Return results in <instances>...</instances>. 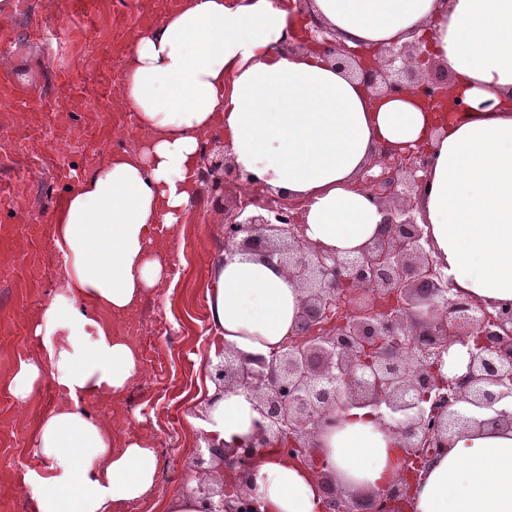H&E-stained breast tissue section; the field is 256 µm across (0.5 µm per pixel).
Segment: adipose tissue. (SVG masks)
Masks as SVG:
<instances>
[{"label":"adipose tissue","mask_w":512,"mask_h":512,"mask_svg":"<svg viewBox=\"0 0 512 512\" xmlns=\"http://www.w3.org/2000/svg\"><path fill=\"white\" fill-rule=\"evenodd\" d=\"M314 18L338 41L367 49L418 41L455 77L449 107L428 111L410 93L379 96L315 51L288 44ZM117 98L135 114L132 149L110 153L53 212L64 294L27 316L32 355L5 385L31 402L44 375L59 392L33 439L38 468L22 478L34 512H116L158 493L152 430L116 438L89 406L120 402L143 372L126 330L168 277L154 227L183 223L200 195V155L222 138L257 195L295 198L308 239L342 254L381 230L384 213L363 172L383 147L433 152L420 208L441 270L477 303H512V0H180L134 30ZM208 350L266 355L295 330L305 296L286 268L245 252L208 266ZM206 443L233 447L260 419L247 392L209 387ZM326 474L274 448L237 491L261 512H323V477L375 495L401 472L398 435L353 407L314 436ZM407 512H512V429L454 432L410 488Z\"/></svg>","instance_id":"obj_1"}]
</instances>
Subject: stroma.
Here are the masks:
<instances>
[{
	"label": "stroma",
	"mask_w": 512,
	"mask_h": 512,
	"mask_svg": "<svg viewBox=\"0 0 512 512\" xmlns=\"http://www.w3.org/2000/svg\"><path fill=\"white\" fill-rule=\"evenodd\" d=\"M70 0L58 14L46 13L43 0H16L9 31H0V70H9L28 87L40 109L0 108V377L8 374L32 343L27 311L62 294V259L52 244L51 216L72 188L73 178L96 171L108 154L136 144L132 135L116 137L125 120L116 111L110 88L122 79L124 59L113 49L140 27L142 12L159 15L162 0H98L91 17L72 15ZM82 29L91 43L60 39L45 44L34 28ZM215 208L192 209L184 224L166 231L164 250L172 262L167 282L149 295L135 316L150 325L165 321L171 333L151 339L150 360L120 405H91L106 417L116 436L147 425L160 457L161 494L140 500L138 512H160L161 496L185 489L202 447L187 414L201 415L207 387L205 362L212 339L205 298L207 259L224 246ZM51 381H44L28 407H18L0 389V512H30L19 493V462H32L31 440L48 408Z\"/></svg>",
	"instance_id": "35a3bbf8"
}]
</instances>
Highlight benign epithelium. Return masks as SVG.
<instances>
[{
	"mask_svg": "<svg viewBox=\"0 0 512 512\" xmlns=\"http://www.w3.org/2000/svg\"><path fill=\"white\" fill-rule=\"evenodd\" d=\"M316 47L352 67L364 84L385 93L410 91L434 112L447 102L448 84L397 67L417 44L376 52L351 48L310 20L292 48ZM431 161L419 146L379 154V173L366 174V189L385 213L381 232L356 256H339L304 235L300 201L242 193L224 209V252H253L288 269L303 288L295 332L267 356L240 357L224 350L206 362L218 391L241 389L255 400L258 432L243 448L196 457L193 471L208 474L207 461L250 471L265 448L277 447L303 465L322 471L314 433L340 423L350 406H371L382 423L396 424L403 474L382 496L347 495L324 482L325 512H402L412 480L446 450L448 433L471 423L512 425V411L497 408L512 398V303L494 310L454 291L433 256L425 225L417 221L416 196ZM199 180L208 200L223 198L228 184L248 185L253 176L211 157L206 147ZM461 344L469 362L461 376L444 377L442 355ZM226 500L209 512H259L244 495L231 510Z\"/></svg>",
	"mask_w": 512,
	"mask_h": 512,
	"instance_id": "benign-epithelium-1",
	"label": "benign epithelium"
}]
</instances>
